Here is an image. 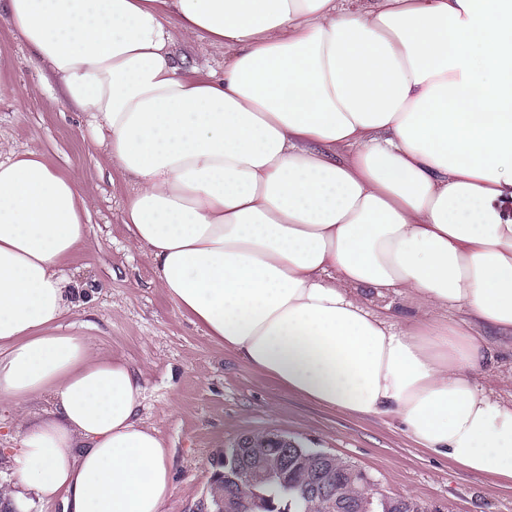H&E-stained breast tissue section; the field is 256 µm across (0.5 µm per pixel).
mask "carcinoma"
I'll return each instance as SVG.
<instances>
[{"label":"carcinoma","mask_w":512,"mask_h":512,"mask_svg":"<svg viewBox=\"0 0 512 512\" xmlns=\"http://www.w3.org/2000/svg\"><path fill=\"white\" fill-rule=\"evenodd\" d=\"M248 448H226L245 468L239 477L226 468L229 479L209 485V499H224L225 512H325L326 501L309 490L320 474L335 493L336 512H428L417 501L404 497L389 500L367 492V484L352 475L356 467L339 456L327 457L313 448H291L288 463L269 447V433L245 436Z\"/></svg>","instance_id":"obj_1"}]
</instances>
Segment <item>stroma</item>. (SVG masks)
<instances>
[{
    "label": "stroma",
    "instance_id": "stroma-1",
    "mask_svg": "<svg viewBox=\"0 0 512 512\" xmlns=\"http://www.w3.org/2000/svg\"><path fill=\"white\" fill-rule=\"evenodd\" d=\"M173 52L199 77L224 69V51L195 35ZM25 146L75 178L88 203L84 242L65 264L93 290L65 314L64 330L88 336L102 356L124 358L140 373L141 420L172 454V491L162 512H190L205 491L212 461L240 436L275 431L305 448L342 457L365 471L370 492L409 497L432 512H512V483L470 473L414 443L397 420L346 414L288 393L206 336L163 288L144 249L134 245L123 211L136 185L98 147L84 113L36 66L0 17V157ZM475 381L500 397L512 392V349L491 341ZM41 402L0 399V485L15 481L13 458L26 421Z\"/></svg>",
    "mask_w": 512,
    "mask_h": 512
}]
</instances>
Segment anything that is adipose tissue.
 I'll use <instances>...</instances> for the list:
<instances>
[{
	"instance_id": "1",
	"label": "adipose tissue",
	"mask_w": 512,
	"mask_h": 512,
	"mask_svg": "<svg viewBox=\"0 0 512 512\" xmlns=\"http://www.w3.org/2000/svg\"><path fill=\"white\" fill-rule=\"evenodd\" d=\"M134 178L123 222L161 288L288 392L398 419L512 482V0H0ZM224 49L192 78L182 35ZM87 201L33 147L0 159V398L47 400L7 512H161L172 460L141 385L60 321ZM416 309L395 320L396 301ZM490 348L489 362L474 374V379L508 402L511 400L508 393H511L512 349L496 338L490 339Z\"/></svg>"
}]
</instances>
